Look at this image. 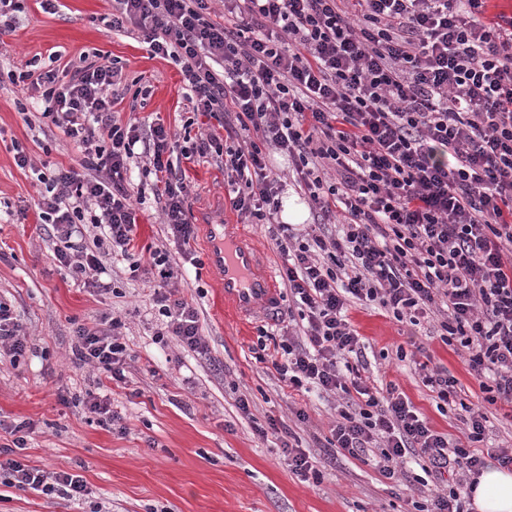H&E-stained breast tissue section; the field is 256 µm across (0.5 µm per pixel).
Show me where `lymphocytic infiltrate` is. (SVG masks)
<instances>
[{
  "label": "lymphocytic infiltrate",
  "instance_id": "obj_1",
  "mask_svg": "<svg viewBox=\"0 0 512 512\" xmlns=\"http://www.w3.org/2000/svg\"><path fill=\"white\" fill-rule=\"evenodd\" d=\"M208 2L112 0L102 22L175 61L193 112L221 120L224 135L181 138L161 123L122 120L110 93L119 69L85 54L61 69L9 72L83 153L77 164L44 170L23 148L13 156L42 185L35 206L60 267L105 293L112 257L127 261L131 277L142 272L137 161L154 174V201L183 247L195 227L181 161L214 159L235 187L231 208L261 222L281 206V177L269 166L279 153L320 228L269 230L302 320L270 356L280 381L339 395L327 439L334 454L377 449L375 465L389 478L408 457L428 474L478 472L486 414L470 411L464 441L452 443L395 384L371 387L346 312L355 299L416 325L446 305L441 341L464 348L488 404L512 405V19L484 24L485 0H354L353 13L346 0H224L216 23ZM334 223L340 231L326 233ZM150 265L160 276L151 295L158 342L205 354L196 309L169 286L181 267L159 247ZM121 328L106 317L76 325V360L125 382L132 356ZM32 432L26 420L11 427L0 483L84 500L81 475L19 459Z\"/></svg>",
  "mask_w": 512,
  "mask_h": 512
}]
</instances>
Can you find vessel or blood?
Instances as JSON below:
<instances>
[{"label":"vessel or blood","instance_id":"1","mask_svg":"<svg viewBox=\"0 0 512 512\" xmlns=\"http://www.w3.org/2000/svg\"><path fill=\"white\" fill-rule=\"evenodd\" d=\"M209 235V264L224 288V301L234 312L248 315L256 309L276 311L280 298L273 271L261 263L257 248L240 225L227 223L217 213L198 215Z\"/></svg>","mask_w":512,"mask_h":512}]
</instances>
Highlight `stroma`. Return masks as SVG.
Instances as JSON below:
<instances>
[{"label": "stroma", "instance_id": "obj_1", "mask_svg": "<svg viewBox=\"0 0 512 512\" xmlns=\"http://www.w3.org/2000/svg\"><path fill=\"white\" fill-rule=\"evenodd\" d=\"M110 10L111 0H61L50 15L38 0H23L15 31L0 39V298L21 315L28 332L19 363L0 351V444L11 440L7 426L32 422L26 463L49 474H79L90 491L85 501L74 502L0 483V512H417L418 504L451 483V475L427 476L413 467L407 476L389 479L372 455L330 454L325 444L336 418L334 398L286 386L255 353L260 332L278 334L296 304L283 289L276 314L236 317L225 308L224 291L207 264L203 232L190 242L198 269L175 283L198 312L208 347L202 356L173 340L156 342L160 318L149 302L150 284L130 279L122 259L112 265L108 293L60 270L34 206L40 186L30 171L15 165L13 148L22 146L34 161L63 166L74 164L80 152L62 134L45 136L26 125L24 111L39 106L23 99L7 80L8 71L32 61L47 64L52 54L65 65L80 53H97L121 68L129 89L141 84L151 90L148 97L116 103L123 118L194 136L219 127L215 119L191 114L177 63L151 57L134 35L105 28L100 18ZM184 169L192 210L227 204L230 187L214 162L202 158ZM136 213V245H165L167 228L153 199ZM105 315L121 318L134 357L123 384L73 362L76 324ZM348 315L364 346L369 384H395L434 430L460 440L466 431L462 409L439 411L415 365L446 368L457 378L465 406H484L490 444L512 447V408L485 405L462 352L430 337L429 322L402 323L357 302ZM400 348L406 360L397 359ZM97 390L109 396L124 430L112 429L86 409L87 392ZM242 394L251 401L247 416L236 405ZM300 409L306 421H298ZM272 418L291 427L314 460L319 482L301 481L291 471L276 434H256V426Z\"/></svg>", "mask_w": 512, "mask_h": 512}]
</instances>
